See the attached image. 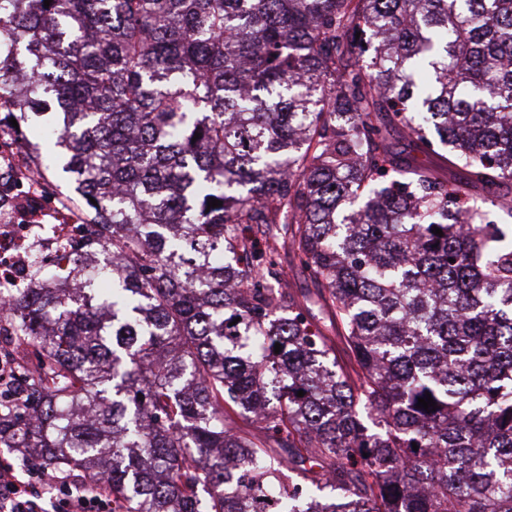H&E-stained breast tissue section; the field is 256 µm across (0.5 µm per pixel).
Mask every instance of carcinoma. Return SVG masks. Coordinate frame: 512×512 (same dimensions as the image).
Instances as JSON below:
<instances>
[{
    "instance_id": "carcinoma-1",
    "label": "carcinoma",
    "mask_w": 512,
    "mask_h": 512,
    "mask_svg": "<svg viewBox=\"0 0 512 512\" xmlns=\"http://www.w3.org/2000/svg\"><path fill=\"white\" fill-rule=\"evenodd\" d=\"M1 37L0 131L43 122L107 256L0 304L1 448L113 512H512V0H0ZM282 261L284 270L286 272V287L287 291L294 296L306 294L314 290L313 283L304 275L298 266L297 260L288 247L281 250ZM2 364L14 365L15 364L3 358L0 359V399L3 401L7 399L11 403V407L14 411L22 410L29 401V388L26 382L21 381L14 371L10 368V373L6 376L4 367L1 368Z\"/></svg>"
}]
</instances>
